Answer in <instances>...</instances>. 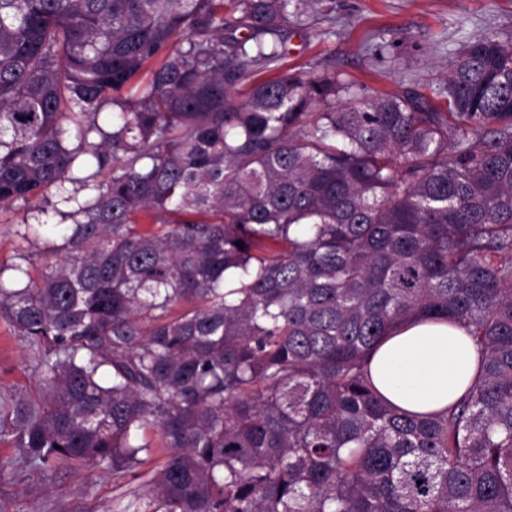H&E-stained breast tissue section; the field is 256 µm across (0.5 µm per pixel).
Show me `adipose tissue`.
<instances>
[{"label": "adipose tissue", "instance_id": "ef3b65f1", "mask_svg": "<svg viewBox=\"0 0 512 512\" xmlns=\"http://www.w3.org/2000/svg\"><path fill=\"white\" fill-rule=\"evenodd\" d=\"M481 353L463 327L427 318L395 325L373 350L369 373L379 392L407 412H437L467 391Z\"/></svg>", "mask_w": 512, "mask_h": 512}]
</instances>
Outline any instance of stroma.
<instances>
[{"label":"stroma","instance_id":"35a3bbf8","mask_svg":"<svg viewBox=\"0 0 512 512\" xmlns=\"http://www.w3.org/2000/svg\"><path fill=\"white\" fill-rule=\"evenodd\" d=\"M397 39L382 52V33ZM512 37V0H317L288 25V68L336 71L376 93L409 90L423 95L444 81L454 50L477 36ZM29 217L0 212V265L26 256L30 273L54 262L62 218L50 214L37 234L24 232ZM39 353L0 320V404L38 397ZM13 448L0 443V512H136L145 482L164 450L134 472L100 466L30 472L14 466Z\"/></svg>","mask_w":512,"mask_h":512}]
</instances>
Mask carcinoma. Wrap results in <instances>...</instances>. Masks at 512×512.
<instances>
[{"label": "carcinoma", "instance_id": "carcinoma-1", "mask_svg": "<svg viewBox=\"0 0 512 512\" xmlns=\"http://www.w3.org/2000/svg\"><path fill=\"white\" fill-rule=\"evenodd\" d=\"M312 2L0 0V208L55 187L72 220L0 279L43 383L0 442L34 471L163 448L143 512H512V37L454 52L445 112L258 79ZM419 316L483 356L432 414L367 367Z\"/></svg>", "mask_w": 512, "mask_h": 512}]
</instances>
